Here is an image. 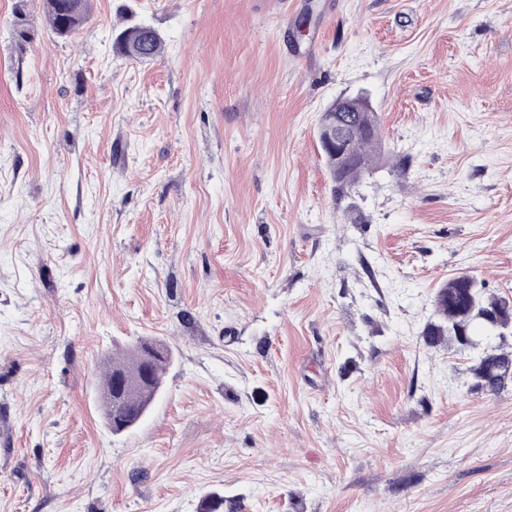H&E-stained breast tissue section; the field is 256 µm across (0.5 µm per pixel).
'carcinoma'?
Returning <instances> with one entry per match:
<instances>
[{"label":"carcinoma","instance_id":"obj_1","mask_svg":"<svg viewBox=\"0 0 512 512\" xmlns=\"http://www.w3.org/2000/svg\"><path fill=\"white\" fill-rule=\"evenodd\" d=\"M44 9L51 31L67 39L79 32L91 16L90 0H44ZM12 37L29 38V30L22 5L15 6ZM115 49L122 56L138 60L146 55L151 59L161 56L163 39L158 31L144 22H128L115 39ZM349 136L355 153V163L347 168L336 167L334 155L323 149L332 190L340 199L351 195L360 175L378 164L381 155L380 119L361 112H347ZM441 288L448 291V299L435 302L438 321L429 324L423 332L430 343L448 341L461 348L473 346L469 339L472 326L480 322L493 335L503 337L512 333V298L480 295L479 286L456 276ZM147 340H139L122 358H107L100 370L99 399L109 430L121 434L132 429L149 411L160 395L163 379L171 363V354L154 357L150 363L153 385L134 403L120 400L113 393L114 379L119 374H132L140 370L146 353ZM512 364V350L500 347L484 349L475 358L471 371L474 389L490 396H499L512 386V375L501 372Z\"/></svg>","mask_w":512,"mask_h":512}]
</instances>
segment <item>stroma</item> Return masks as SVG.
<instances>
[{"label": "stroma", "instance_id": "obj_1", "mask_svg": "<svg viewBox=\"0 0 512 512\" xmlns=\"http://www.w3.org/2000/svg\"><path fill=\"white\" fill-rule=\"evenodd\" d=\"M362 91L345 203L317 128ZM462 273L512 296V0H92L66 40L0 0V512H512V391L423 336ZM142 338L172 363L115 435ZM115 49L122 56L138 60L147 55L154 59L163 53V39L158 31L144 22H128L115 39ZM345 110L341 112V103L332 102L325 110L342 113L349 119V130L343 124L342 118L334 121V133L329 135L327 146L336 152L337 160H347L351 155L348 142V132L355 153V163L347 168H337L334 155L322 147L326 167L332 184V190L340 200L348 198L359 181L360 175L378 164L381 155L380 119L378 115L369 116L361 113L373 110L368 97L359 93L344 98ZM324 110V111H325ZM147 342L157 343L152 339H140L126 356L105 358L103 361L98 394L105 423L112 434H121L132 429L146 415L162 391L164 375L171 363V354L163 345L166 353L154 357L150 363L153 385L149 390L143 392L134 403L121 401L113 393L114 379L118 374H132L140 370L147 352Z\"/></svg>", "mask_w": 512, "mask_h": 512}]
</instances>
